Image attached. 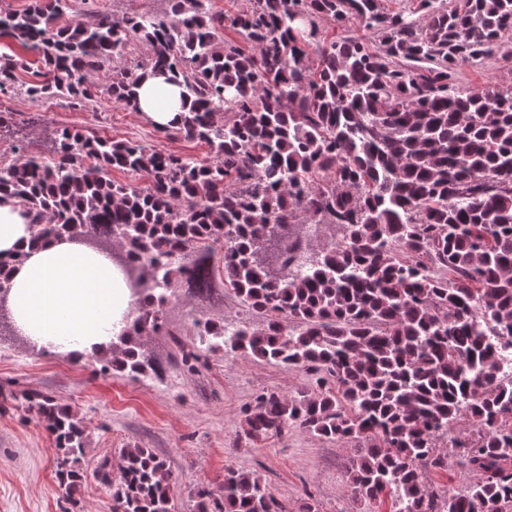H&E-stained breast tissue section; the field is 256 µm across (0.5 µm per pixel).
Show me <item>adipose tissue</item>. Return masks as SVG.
<instances>
[{
    "label": "adipose tissue",
    "instance_id": "adipose-tissue-1",
    "mask_svg": "<svg viewBox=\"0 0 512 512\" xmlns=\"http://www.w3.org/2000/svg\"><path fill=\"white\" fill-rule=\"evenodd\" d=\"M36 232L25 212L0 205V252L27 253L11 275L16 329L37 349L74 360L108 352L132 322L124 273L105 254L64 239L32 245Z\"/></svg>",
    "mask_w": 512,
    "mask_h": 512
}]
</instances>
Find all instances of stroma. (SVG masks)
<instances>
[{
	"instance_id": "1",
	"label": "stroma",
	"mask_w": 512,
	"mask_h": 512,
	"mask_svg": "<svg viewBox=\"0 0 512 512\" xmlns=\"http://www.w3.org/2000/svg\"><path fill=\"white\" fill-rule=\"evenodd\" d=\"M458 80L471 88L512 82V44L493 59L465 64ZM5 109L13 119L12 127L0 132V157L7 160L18 144L47 153L52 128L28 123L30 116L44 112L53 113V128L134 140L202 163L212 159L206 144L161 137L137 112L105 97L86 107H68L55 100L34 103L18 91L6 96ZM192 308L220 323L262 326L261 318L233 297L199 306L178 297L166 313L171 335L152 337L148 344L152 354L168 362L162 377L153 379L97 374L87 363L25 344L0 345V394L8 397L0 404V512H114L111 490L92 474L76 495L59 485L58 450L37 410L25 405L27 393H43L79 410L90 434L85 450L90 471L105 458L119 462L126 446L153 449L176 479L175 512H191L199 487L219 489L229 466L260 475L289 512H301L310 499L319 512H365L347 487L350 449L297 428L257 444L242 432L246 404L266 390L289 396L308 389L305 371L256 358L228 362L220 352L208 354L196 371L183 369L177 359L180 346L198 341L187 315Z\"/></svg>"
}]
</instances>
